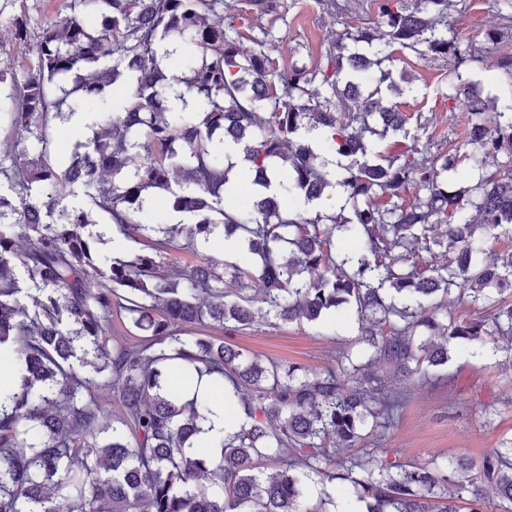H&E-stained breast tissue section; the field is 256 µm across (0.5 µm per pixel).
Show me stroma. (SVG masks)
I'll return each mask as SVG.
<instances>
[{"mask_svg":"<svg viewBox=\"0 0 512 512\" xmlns=\"http://www.w3.org/2000/svg\"><path fill=\"white\" fill-rule=\"evenodd\" d=\"M337 2L339 8L333 11L328 0H250L245 18L234 25L245 35L272 30L279 38L274 52L277 68L313 67L324 60L338 37L364 28L376 34L385 29L378 0ZM510 13L511 5L492 0H460L448 13L449 28L478 51L475 60L460 67L463 81L490 84L501 96L506 93L505 81L487 65L498 54L512 52V23L505 20ZM390 69L393 79L404 77L408 84L403 95L388 96V103L417 115L419 125L409 137L376 141V149L386 152L397 144L413 145L424 153L435 144L453 151L467 105L462 99L453 106L448 103L447 61L405 51L396 54ZM210 333L259 359L312 370L333 368L342 352L359 349L356 316L346 306L319 323L284 324L271 317L244 330L229 324L211 328ZM507 343L506 337H491L489 345L495 353L485 358L472 356L462 344L451 345L447 365L411 384L395 426L381 443L366 441V448L402 464L433 460L449 464L460 458L478 466L492 449L512 444V366L500 352Z\"/></svg>","mask_w":512,"mask_h":512,"instance_id":"obj_1","label":"stroma"}]
</instances>
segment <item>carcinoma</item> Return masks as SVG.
Instances as JSON below:
<instances>
[{
  "label": "carcinoma",
  "mask_w": 512,
  "mask_h": 512,
  "mask_svg": "<svg viewBox=\"0 0 512 512\" xmlns=\"http://www.w3.org/2000/svg\"><path fill=\"white\" fill-rule=\"evenodd\" d=\"M450 2L379 0L385 34L339 38L326 62L281 71L270 32L247 44L227 34L223 0H61L37 32L26 15L11 17L37 69L21 77L0 66V122L13 139L0 156V512H301L315 476L349 483L366 512H459L458 500H482L486 481L512 506V446L493 449L479 475L462 459L448 471L331 451L394 426L404 386L446 365L451 343L481 355L487 338L512 335V301L501 296L512 250L489 246L512 238V168L499 160L512 157V114L471 85L448 95L451 110L459 94L469 104L454 155L377 152L364 137L403 132L411 119L384 104L402 94L385 69L396 48L453 58L450 76L469 58L448 36ZM172 36L183 68L166 72ZM122 78V107H102L70 158L53 159L49 126L89 99L106 102ZM173 95L199 111H170ZM319 128L330 132L324 151L341 157L334 183L305 143ZM227 142L269 191L250 211L225 205ZM461 162L474 182L450 190ZM335 184L337 214L280 208L281 195L311 203ZM154 191L187 219L148 223ZM325 221L357 246L338 250ZM131 230L145 249L128 260L100 253L102 237ZM220 234L239 236L256 264L228 272L180 258ZM442 245L445 263L415 262ZM453 294L491 314L458 319ZM343 305L355 309L368 360L391 368L390 384L348 352L317 373L218 337L183 338L197 325L246 329L266 313L315 322ZM117 309L142 332L137 344L112 338ZM204 375L227 382L224 399L245 415L217 455L200 438L209 403L178 395ZM110 388L121 415L107 428L99 392Z\"/></svg>",
  "instance_id": "carcinoma-1"
}]
</instances>
